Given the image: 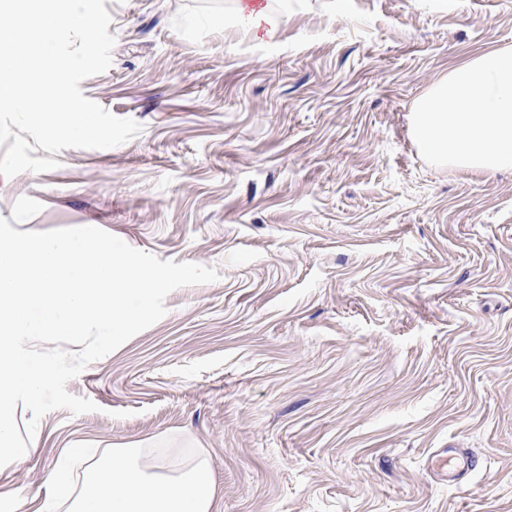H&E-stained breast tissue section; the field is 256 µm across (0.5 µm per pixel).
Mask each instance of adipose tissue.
<instances>
[{
    "mask_svg": "<svg viewBox=\"0 0 512 512\" xmlns=\"http://www.w3.org/2000/svg\"><path fill=\"white\" fill-rule=\"evenodd\" d=\"M238 26L273 40L279 18L265 0H234ZM411 134L434 163L463 171L512 168V44L468 56L412 105ZM207 457L165 460L147 449L116 448L88 466L80 491L56 482L41 512H214Z\"/></svg>",
    "mask_w": 512,
    "mask_h": 512,
    "instance_id": "obj_1",
    "label": "adipose tissue"
}]
</instances>
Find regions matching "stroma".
I'll list each match as a JSON object with an SVG mask.
<instances>
[{
	"instance_id": "1",
	"label": "stroma",
	"mask_w": 512,
	"mask_h": 512,
	"mask_svg": "<svg viewBox=\"0 0 512 512\" xmlns=\"http://www.w3.org/2000/svg\"><path fill=\"white\" fill-rule=\"evenodd\" d=\"M105 0L113 63L86 98L140 126L110 149L0 176L19 231L94 226L215 267L71 379L0 468L39 512L72 448L204 453L216 512H512V169L439 167L412 103L512 43V0ZM474 452L455 486L440 448ZM237 25L255 40L271 41L279 31V18L269 3L255 4L251 0H234Z\"/></svg>"
}]
</instances>
